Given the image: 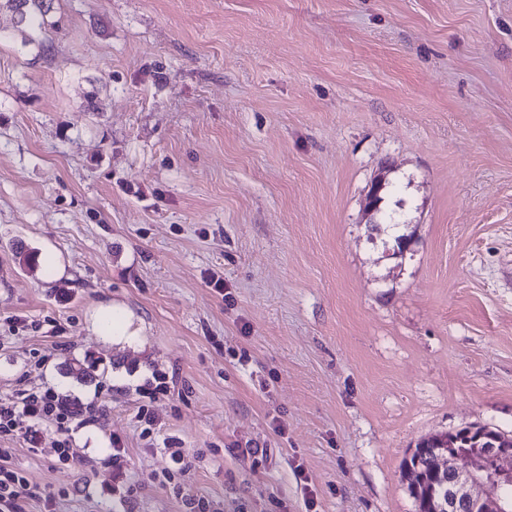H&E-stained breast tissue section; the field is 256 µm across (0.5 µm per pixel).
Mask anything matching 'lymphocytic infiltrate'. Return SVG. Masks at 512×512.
<instances>
[{
  "label": "lymphocytic infiltrate",
  "mask_w": 512,
  "mask_h": 512,
  "mask_svg": "<svg viewBox=\"0 0 512 512\" xmlns=\"http://www.w3.org/2000/svg\"><path fill=\"white\" fill-rule=\"evenodd\" d=\"M102 413L93 402L74 405L52 387L19 385L9 397H0V512H24V503L37 495L28 475L13 466V449L7 440L24 436L36 457H45L58 466H69L79 460L75 446V429L97 423ZM54 428V447H39L40 431Z\"/></svg>",
  "instance_id": "1"
}]
</instances>
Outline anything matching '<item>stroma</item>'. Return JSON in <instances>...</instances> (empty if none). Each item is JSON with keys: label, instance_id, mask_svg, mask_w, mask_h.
Returning <instances> with one entry per match:
<instances>
[{"label": "stroma", "instance_id": "1", "mask_svg": "<svg viewBox=\"0 0 512 512\" xmlns=\"http://www.w3.org/2000/svg\"><path fill=\"white\" fill-rule=\"evenodd\" d=\"M47 20L0 9V396L104 412L74 434L92 468L14 440L27 512H414L420 439L512 437V0H54ZM382 171L399 254L362 211ZM116 306L128 335L103 330ZM88 357L93 382L64 376ZM167 447L191 461L169 481Z\"/></svg>", "mask_w": 512, "mask_h": 512}]
</instances>
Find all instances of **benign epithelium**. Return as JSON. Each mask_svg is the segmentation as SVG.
Listing matches in <instances>:
<instances>
[{"mask_svg":"<svg viewBox=\"0 0 512 512\" xmlns=\"http://www.w3.org/2000/svg\"><path fill=\"white\" fill-rule=\"evenodd\" d=\"M386 177L373 178L364 198L370 218L379 211ZM436 472L448 486V497L434 512H512V439L488 427L465 426L431 441Z\"/></svg>","mask_w":512,"mask_h":512,"instance_id":"obj_1","label":"benign epithelium"}]
</instances>
